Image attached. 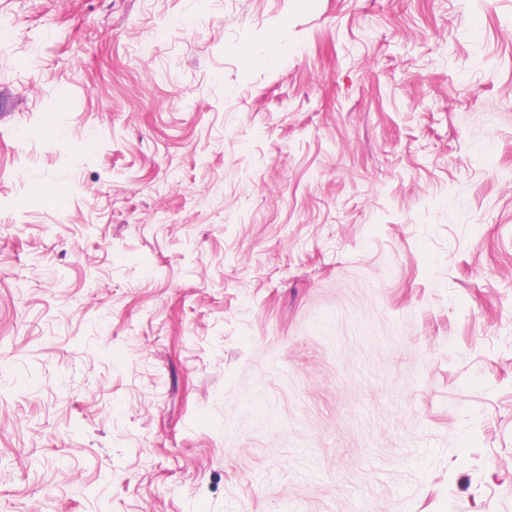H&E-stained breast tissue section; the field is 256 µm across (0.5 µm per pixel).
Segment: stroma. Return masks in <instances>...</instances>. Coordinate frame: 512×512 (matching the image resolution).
<instances>
[{"label":"stroma","mask_w":512,"mask_h":512,"mask_svg":"<svg viewBox=\"0 0 512 512\" xmlns=\"http://www.w3.org/2000/svg\"><path fill=\"white\" fill-rule=\"evenodd\" d=\"M0 512H512V0H0Z\"/></svg>","instance_id":"1"}]
</instances>
